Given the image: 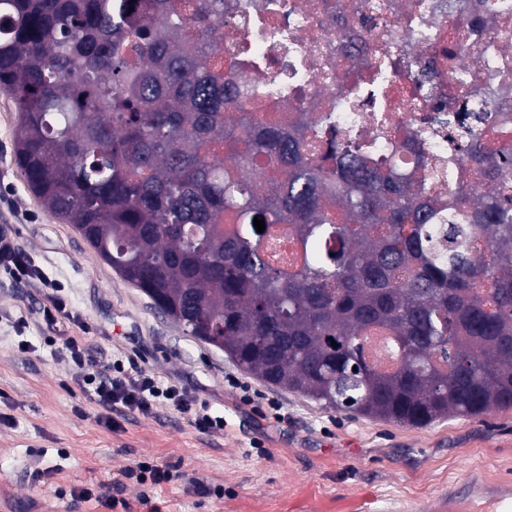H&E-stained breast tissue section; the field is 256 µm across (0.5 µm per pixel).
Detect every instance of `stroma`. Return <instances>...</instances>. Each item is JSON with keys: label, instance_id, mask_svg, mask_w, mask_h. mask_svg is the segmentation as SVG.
Segmentation results:
<instances>
[{"label": "stroma", "instance_id": "1", "mask_svg": "<svg viewBox=\"0 0 512 512\" xmlns=\"http://www.w3.org/2000/svg\"><path fill=\"white\" fill-rule=\"evenodd\" d=\"M16 121L0 89V232L59 285L66 312L46 322L45 290L0 272V512H148L145 494L162 512H512V410L412 427L328 409L247 373L44 209L14 159ZM67 336L99 365L132 360L186 388L223 415V433H201L164 404L99 426ZM143 459L179 475L113 486ZM88 486L97 497L76 499ZM112 497L119 506H107Z\"/></svg>", "mask_w": 512, "mask_h": 512}]
</instances>
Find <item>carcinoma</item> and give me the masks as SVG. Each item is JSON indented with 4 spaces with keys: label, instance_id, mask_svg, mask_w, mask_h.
I'll return each instance as SVG.
<instances>
[{
    "label": "carcinoma",
    "instance_id": "carcinoma-1",
    "mask_svg": "<svg viewBox=\"0 0 512 512\" xmlns=\"http://www.w3.org/2000/svg\"><path fill=\"white\" fill-rule=\"evenodd\" d=\"M223 14L224 0H0V87L29 189L272 385L415 427L512 410L507 181L475 194L458 171L434 197L353 138L330 129L313 146L304 112L280 124L241 111L247 81L208 65ZM494 109L464 104L448 127L463 163L503 178L512 157L483 132ZM271 158L280 181L260 187ZM374 330L392 337L386 367L364 352Z\"/></svg>",
    "mask_w": 512,
    "mask_h": 512
}]
</instances>
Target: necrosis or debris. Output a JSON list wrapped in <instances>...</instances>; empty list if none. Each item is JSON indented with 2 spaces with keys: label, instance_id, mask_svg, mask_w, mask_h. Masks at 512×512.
Masks as SVG:
<instances>
[{
  "label": "necrosis or debris",
  "instance_id": "4bbe7bcc",
  "mask_svg": "<svg viewBox=\"0 0 512 512\" xmlns=\"http://www.w3.org/2000/svg\"><path fill=\"white\" fill-rule=\"evenodd\" d=\"M222 22L221 63L257 89L245 111L330 114L398 171L428 175L436 195L463 157L448 127L463 76L493 90L508 116L495 147L512 155V8L480 14L452 71L442 55L460 24L448 0H224ZM402 94L420 110H397Z\"/></svg>",
  "mask_w": 512,
  "mask_h": 512
}]
</instances>
